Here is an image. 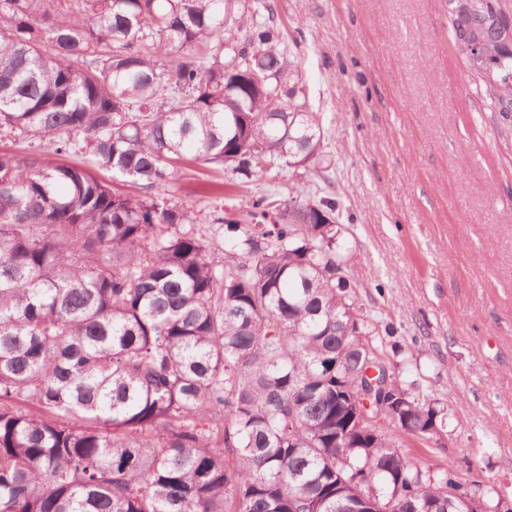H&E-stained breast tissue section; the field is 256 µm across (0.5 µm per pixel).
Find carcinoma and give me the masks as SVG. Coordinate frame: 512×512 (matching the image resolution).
I'll use <instances>...</instances> for the list:
<instances>
[{
	"label": "carcinoma",
	"instance_id": "obj_1",
	"mask_svg": "<svg viewBox=\"0 0 512 512\" xmlns=\"http://www.w3.org/2000/svg\"><path fill=\"white\" fill-rule=\"evenodd\" d=\"M512 134V11L446 0ZM238 0H0V512H496L425 473L447 410L409 392L352 311L336 199L260 193L221 248L162 193L190 153L241 178L323 176L283 30ZM245 30L224 40L227 20ZM377 376H368L369 369ZM40 141H36L35 144L22 143L19 144L15 139L10 136H6L3 132L0 134V152L4 150L14 153L18 156H26L29 154H44L47 151H50V146L47 145V142L42 143L39 146Z\"/></svg>",
	"mask_w": 512,
	"mask_h": 512
}]
</instances>
